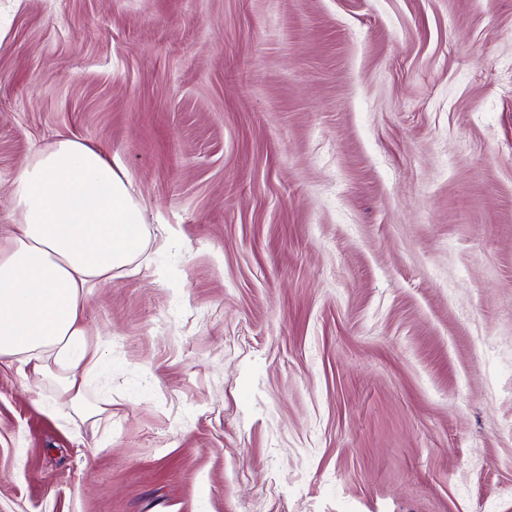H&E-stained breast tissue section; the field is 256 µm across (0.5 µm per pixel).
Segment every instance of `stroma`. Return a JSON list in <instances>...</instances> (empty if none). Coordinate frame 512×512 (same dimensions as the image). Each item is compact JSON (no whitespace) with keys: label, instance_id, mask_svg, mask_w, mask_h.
I'll return each instance as SVG.
<instances>
[{"label":"stroma","instance_id":"35a3bbf8","mask_svg":"<svg viewBox=\"0 0 512 512\" xmlns=\"http://www.w3.org/2000/svg\"><path fill=\"white\" fill-rule=\"evenodd\" d=\"M64 137L167 245L97 434L0 360V512H512V0H0V226Z\"/></svg>","mask_w":512,"mask_h":512}]
</instances>
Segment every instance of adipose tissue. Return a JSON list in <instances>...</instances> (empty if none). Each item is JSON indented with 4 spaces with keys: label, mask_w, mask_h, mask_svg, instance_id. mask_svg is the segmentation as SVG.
Returning a JSON list of instances; mask_svg holds the SVG:
<instances>
[{
    "label": "adipose tissue",
    "mask_w": 512,
    "mask_h": 512,
    "mask_svg": "<svg viewBox=\"0 0 512 512\" xmlns=\"http://www.w3.org/2000/svg\"><path fill=\"white\" fill-rule=\"evenodd\" d=\"M123 167L98 148L63 138L22 169L13 189L20 222L0 235V359L36 375L56 367L82 426L86 376L102 353L84 323L101 279L129 273L150 234Z\"/></svg>",
    "instance_id": "adipose-tissue-1"
}]
</instances>
